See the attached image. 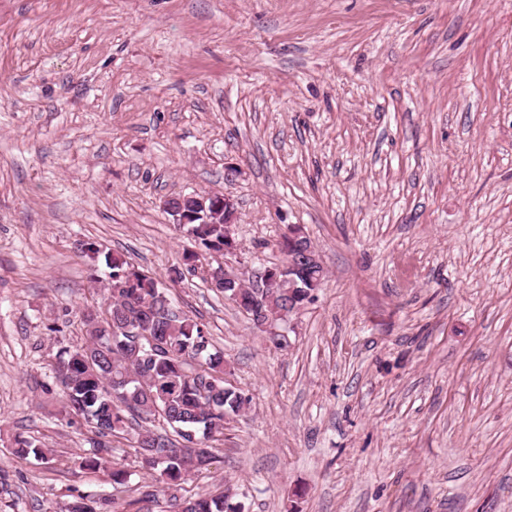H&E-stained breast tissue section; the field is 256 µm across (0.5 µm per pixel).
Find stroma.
I'll use <instances>...</instances> for the list:
<instances>
[{
  "mask_svg": "<svg viewBox=\"0 0 512 512\" xmlns=\"http://www.w3.org/2000/svg\"><path fill=\"white\" fill-rule=\"evenodd\" d=\"M194 191L234 201L252 269L299 224L327 277L281 338L169 285L251 410L181 486L131 433L83 469L59 354L106 257L162 278L191 248L163 203ZM228 484L247 512H512V0H0V512ZM12 452L15 456L22 459H34L42 461L46 458V450L37 440L31 438H15L12 445Z\"/></svg>",
  "mask_w": 512,
  "mask_h": 512,
  "instance_id": "35a3bbf8",
  "label": "stroma"
}]
</instances>
